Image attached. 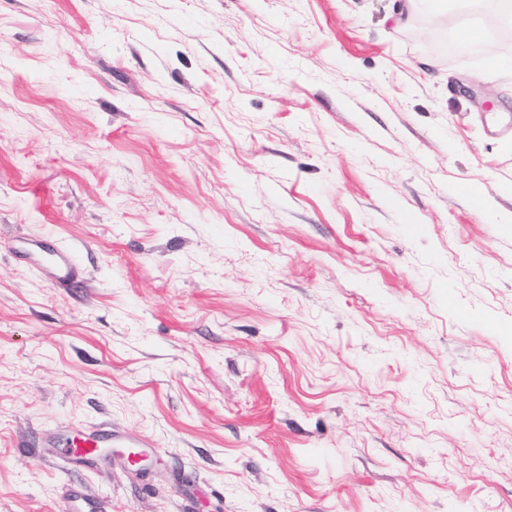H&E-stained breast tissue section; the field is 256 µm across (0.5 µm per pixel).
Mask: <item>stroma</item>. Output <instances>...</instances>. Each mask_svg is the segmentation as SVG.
<instances>
[{
  "instance_id": "stroma-1",
  "label": "stroma",
  "mask_w": 512,
  "mask_h": 512,
  "mask_svg": "<svg viewBox=\"0 0 512 512\" xmlns=\"http://www.w3.org/2000/svg\"><path fill=\"white\" fill-rule=\"evenodd\" d=\"M393 7L0 0V512H512V20ZM47 259L52 276L61 287H67L76 277L77 270L72 256L66 249L54 246L48 239L32 241ZM67 456L72 458H91L101 454L102 448H132L137 458V465L143 461L144 446L135 438L122 436L109 428H101L86 435L73 436L64 444Z\"/></svg>"
}]
</instances>
